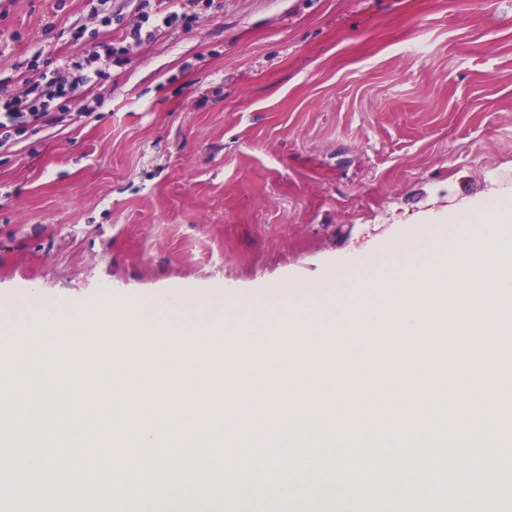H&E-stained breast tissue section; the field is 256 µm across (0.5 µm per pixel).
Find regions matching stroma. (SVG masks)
Instances as JSON below:
<instances>
[{"instance_id": "obj_1", "label": "stroma", "mask_w": 512, "mask_h": 512, "mask_svg": "<svg viewBox=\"0 0 512 512\" xmlns=\"http://www.w3.org/2000/svg\"><path fill=\"white\" fill-rule=\"evenodd\" d=\"M144 0H0V99ZM0 142V292L316 286L512 190V0H214Z\"/></svg>"}]
</instances>
